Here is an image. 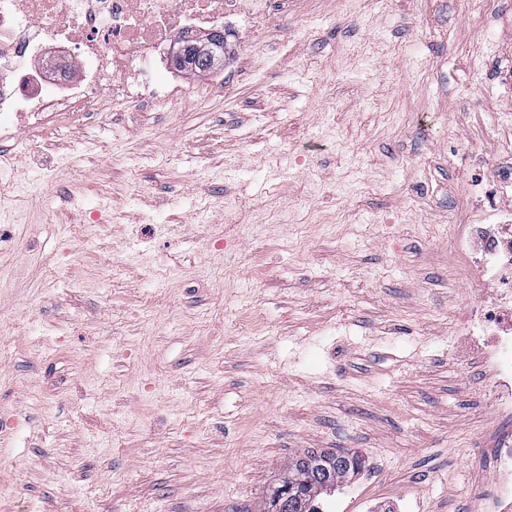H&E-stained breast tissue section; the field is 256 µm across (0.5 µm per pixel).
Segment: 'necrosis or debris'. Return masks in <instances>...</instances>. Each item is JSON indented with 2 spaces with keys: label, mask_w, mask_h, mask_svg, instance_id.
Instances as JSON below:
<instances>
[{
  "label": "necrosis or debris",
  "mask_w": 512,
  "mask_h": 512,
  "mask_svg": "<svg viewBox=\"0 0 512 512\" xmlns=\"http://www.w3.org/2000/svg\"><path fill=\"white\" fill-rule=\"evenodd\" d=\"M271 0H0V145L21 129H47L67 116L121 110L150 100L178 111L181 90L155 78L157 60L185 33L222 26L225 17L265 29ZM59 49L53 92L44 84L45 41ZM512 190V170L475 184L476 224L460 225L456 245L475 261L477 303L459 322L464 343L479 346L489 403L512 420V209L498 204ZM493 489L485 512H512V428L490 449Z\"/></svg>",
  "instance_id": "obj_1"
}]
</instances>
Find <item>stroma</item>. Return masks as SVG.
Listing matches in <instances>:
<instances>
[{"label": "stroma", "mask_w": 512, "mask_h": 512, "mask_svg": "<svg viewBox=\"0 0 512 512\" xmlns=\"http://www.w3.org/2000/svg\"><path fill=\"white\" fill-rule=\"evenodd\" d=\"M230 32L223 66L163 72L180 111L11 147L36 203L0 209V512H261L308 449L364 460L323 512H480L497 420L453 227L512 167V0Z\"/></svg>", "instance_id": "1"}]
</instances>
